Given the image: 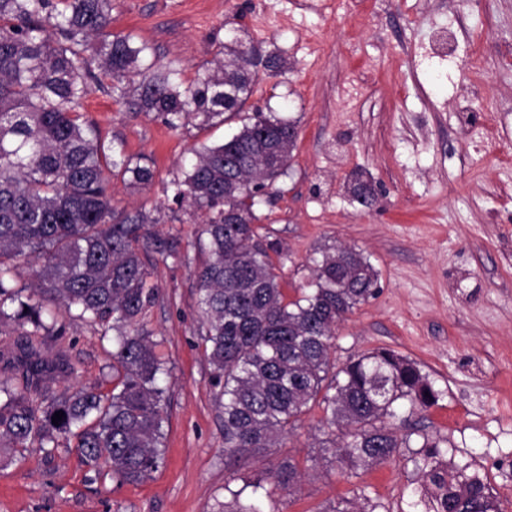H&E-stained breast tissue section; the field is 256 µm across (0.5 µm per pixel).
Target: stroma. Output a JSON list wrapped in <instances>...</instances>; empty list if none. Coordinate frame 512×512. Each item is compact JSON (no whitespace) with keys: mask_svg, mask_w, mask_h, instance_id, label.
Segmentation results:
<instances>
[{"mask_svg":"<svg viewBox=\"0 0 512 512\" xmlns=\"http://www.w3.org/2000/svg\"><path fill=\"white\" fill-rule=\"evenodd\" d=\"M116 0L113 31L134 32L182 80L210 57L213 40L240 31L277 47L291 64L262 79L252 104L296 122L290 168L257 208L259 232L278 242L280 286L296 298L317 251L346 245L378 274L376 299L336 329L337 362L386 347L416 361L439 397L411 427L449 440L485 472L512 512V0ZM105 145L148 162L150 188L112 178L116 209H160L143 251L154 291L141 325L168 369L163 463L140 484L116 485L82 465L74 449L36 447L0 467V512H221L231 491L257 477L224 465V420L199 336L198 280L208 258L200 216L167 192L193 147L221 143L229 121L171 129L123 111L102 89L83 106ZM372 181L364 207L349 188ZM62 335L41 356L66 354L72 374L54 392L113 388L112 341L59 311ZM313 407L276 458L304 459L319 436ZM411 462L353 475L309 464L299 493L275 494L272 512H331L370 499L406 512Z\"/></svg>","mask_w":512,"mask_h":512,"instance_id":"1","label":"stroma"}]
</instances>
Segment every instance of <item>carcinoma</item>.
Wrapping results in <instances>:
<instances>
[{"label": "carcinoma", "instance_id": "1", "mask_svg": "<svg viewBox=\"0 0 512 512\" xmlns=\"http://www.w3.org/2000/svg\"><path fill=\"white\" fill-rule=\"evenodd\" d=\"M113 9L114 0H0V332L18 331L14 348L23 356L19 384L0 381V462L73 441L85 466L108 467L119 486L143 482L163 464V368L139 325L152 296L144 226L159 218L117 213L108 194L109 176L143 189L154 171L121 150L106 153L84 118L89 80L99 73L126 111L153 112L172 128L189 118L207 126L241 117L231 137L193 150L183 178L171 182L174 198L203 217L207 238L198 310L224 414V463L258 459L317 405L328 429L321 458L336 468L366 471L416 445L411 461L422 484L412 512H501L474 461L394 424L404 405L413 412L437 400L417 362L388 348L341 366L332 359L336 327L379 294L369 259L348 246L328 248L299 297L280 288L269 255L279 247L260 240L254 206L286 174L298 132L248 101L260 74L285 75L287 59L233 37L216 43L185 83L136 35L110 30ZM351 194L367 207L374 187L358 178ZM29 258L34 297L14 284L19 261ZM47 302L75 310L104 336L117 332L111 395L49 391L55 373L73 368L41 358L39 340L56 334ZM302 479L293 456L264 463L253 496L234 497L224 512H265L264 500L277 490L293 494Z\"/></svg>", "mask_w": 512, "mask_h": 512}]
</instances>
